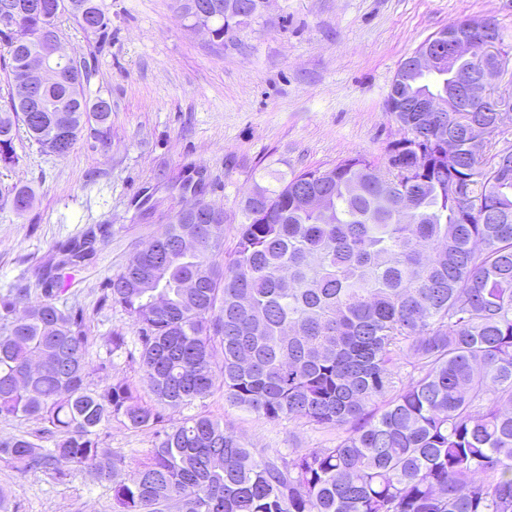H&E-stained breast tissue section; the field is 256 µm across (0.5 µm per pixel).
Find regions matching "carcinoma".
I'll use <instances>...</instances> for the list:
<instances>
[{"instance_id": "obj_1", "label": "carcinoma", "mask_w": 512, "mask_h": 512, "mask_svg": "<svg viewBox=\"0 0 512 512\" xmlns=\"http://www.w3.org/2000/svg\"><path fill=\"white\" fill-rule=\"evenodd\" d=\"M48 8L0 20L11 82L59 37L68 14L88 36L111 25L105 0H44ZM179 0L181 17L211 16L217 44L261 16L260 0ZM501 38L494 20L448 24L430 40L437 74L405 95L456 92L478 64L448 56V40ZM91 70L75 61L39 96L40 121L9 98L0 108V164L16 162L18 127L43 148L86 135L109 145L112 106L91 100ZM419 112H398L404 136L386 170L365 155L303 171L242 201L232 253L221 258L224 212L211 224L179 212L152 244L107 279L106 297L137 327L138 365L152 403L127 382L87 381L81 312L54 301L88 238L57 250L26 284L0 294V418L36 420L37 435L0 439V462L63 479L58 464L112 483V512H512V146L498 147L495 112L441 113L447 154ZM326 199L316 212L299 193ZM15 185L5 205L35 201ZM257 209L265 211L251 219ZM156 285L150 293L145 285ZM411 368L395 389L400 365ZM224 387L230 405L269 421L303 419L343 431L333 448H254L224 421L189 415L157 428ZM389 398L386 407H369ZM117 421L153 430L136 470L115 480L100 430Z\"/></svg>"}]
</instances>
